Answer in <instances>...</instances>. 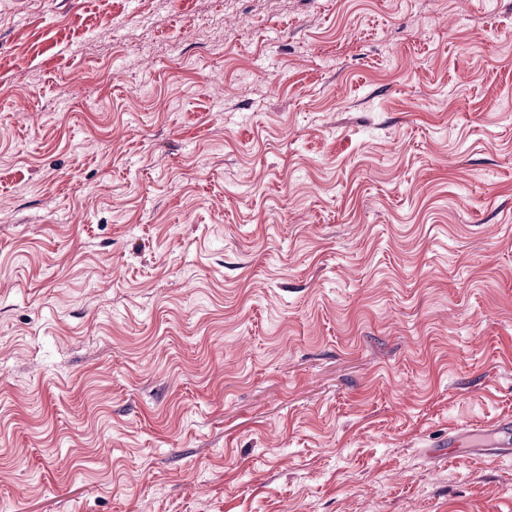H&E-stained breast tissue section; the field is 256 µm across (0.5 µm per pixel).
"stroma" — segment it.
<instances>
[{"label":"stroma","instance_id":"1","mask_svg":"<svg viewBox=\"0 0 512 512\" xmlns=\"http://www.w3.org/2000/svg\"><path fill=\"white\" fill-rule=\"evenodd\" d=\"M512 0H0V512H512ZM490 436L492 438L491 447L500 450L511 451L512 447V421H499L485 431L478 433L463 431L448 435V448H461L463 446L462 438H473L476 436Z\"/></svg>","mask_w":512,"mask_h":512}]
</instances>
